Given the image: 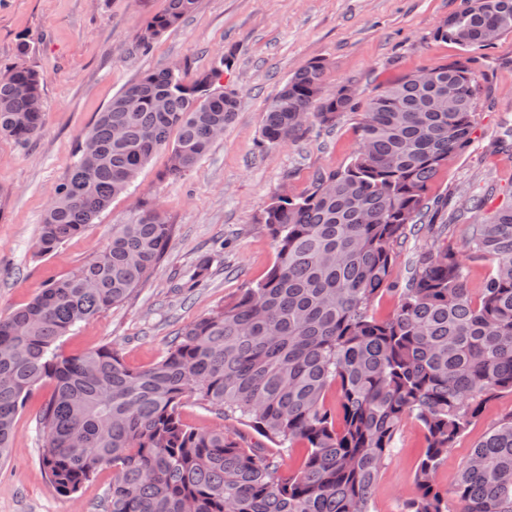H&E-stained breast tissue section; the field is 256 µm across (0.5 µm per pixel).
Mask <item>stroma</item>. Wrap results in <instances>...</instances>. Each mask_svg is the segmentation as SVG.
Masks as SVG:
<instances>
[{
    "label": "stroma",
    "mask_w": 512,
    "mask_h": 512,
    "mask_svg": "<svg viewBox=\"0 0 512 512\" xmlns=\"http://www.w3.org/2000/svg\"><path fill=\"white\" fill-rule=\"evenodd\" d=\"M464 0H198L177 29L137 47L141 28L166 0H0V71L25 65L44 77L43 124L27 142L0 139V318L31 302L52 279L93 260L109 243L112 227L159 205L174 231L149 279L126 302L81 324L60 341L64 354L103 346L125 365L145 369L162 360L187 324L234 301L264 280L277 261V244L262 221L282 193L309 189L317 174L345 168L360 141V115L345 112L334 125L314 126L277 146L262 138L266 109L288 79L313 64L324 69V91L347 85L360 103L405 74L461 62L480 83L469 145L452 154L429 182L426 198L452 205L481 199L489 214L512 203V152L495 141L512 127V34L493 45L464 51L436 39L435 31ZM29 51L17 53L19 42ZM231 59L221 79L235 92L233 120L198 164L180 178L166 177L167 151H159L127 193L117 197L79 236L53 253L36 242L55 187L69 175L78 137L125 85L145 73L176 66L195 81L220 56ZM470 222L444 212L436 224H411L394 245L392 290L378 295L372 314L392 315L422 251L444 247L468 270V286L480 294L492 272L466 249ZM198 287H186L194 269ZM53 392H34L15 424L10 458L0 464V512H107L115 471L105 467L72 497L58 495L40 465L46 435L38 418ZM512 417V391L497 392L455 440L436 483L453 490L471 448ZM183 421L198 430L242 432L247 445L269 447L254 430L191 402ZM415 419L403 422L392 456L372 489L371 512H401L414 490L426 445Z\"/></svg>",
    "instance_id": "35a3bbf8"
}]
</instances>
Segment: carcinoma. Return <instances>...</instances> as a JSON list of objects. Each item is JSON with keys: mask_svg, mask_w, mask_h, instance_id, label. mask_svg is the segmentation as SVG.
Here are the masks:
<instances>
[{"mask_svg": "<svg viewBox=\"0 0 512 512\" xmlns=\"http://www.w3.org/2000/svg\"><path fill=\"white\" fill-rule=\"evenodd\" d=\"M466 3L436 38L469 51L512 33V0ZM196 4L167 0L139 45L177 28ZM228 66L221 57L192 83L163 68L113 96L54 189L38 252L80 235L159 150L169 149L166 175L191 170L235 115L236 96L211 91ZM43 81L27 66L0 74L1 139L26 142L41 128ZM323 90L321 64L297 71L267 107L264 141L281 144L310 122L333 124L356 108L353 88ZM442 93L455 111L436 109ZM478 93L474 72L450 63L374 95L352 161L266 209L278 247L267 277L185 326L167 356L143 370L126 367L107 346L68 356L59 344L126 300L173 230L154 206L116 225L98 258L0 318V462L20 410L50 382L41 464L62 496L109 466L116 470L109 512H370L378 472L412 417L426 430V447L404 512H448L450 493L457 512H512V418L474 446L452 492L435 483L448 449L486 401L512 390V205L471 227L467 248L493 266L479 296L456 253L429 251L393 315L369 314L387 287L394 244L423 217L428 183L470 143ZM333 386L338 422L324 404ZM191 399L282 447L301 444L306 454L286 473L282 459L222 429L197 431L181 417Z\"/></svg>", "mask_w": 512, "mask_h": 512, "instance_id": "cac0c4a2", "label": "carcinoma"}]
</instances>
